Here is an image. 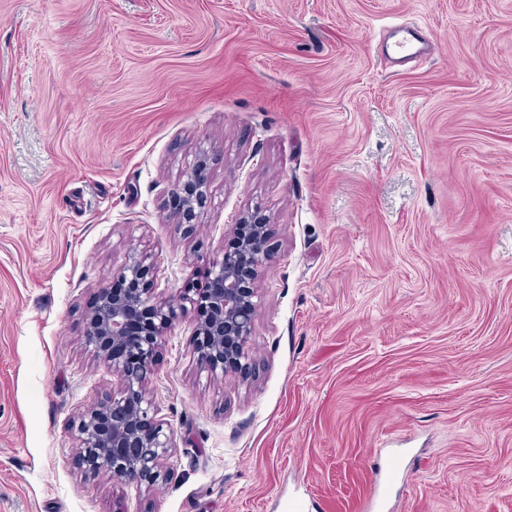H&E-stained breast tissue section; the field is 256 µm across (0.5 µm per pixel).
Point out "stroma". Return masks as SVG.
<instances>
[{
	"label": "stroma",
	"instance_id": "1",
	"mask_svg": "<svg viewBox=\"0 0 512 512\" xmlns=\"http://www.w3.org/2000/svg\"><path fill=\"white\" fill-rule=\"evenodd\" d=\"M430 42L398 66L393 27ZM208 154L199 224L168 219ZM260 211L255 373L192 324L149 391L170 484L86 479L83 344L133 249L202 282ZM512 512V0H0V512Z\"/></svg>",
	"mask_w": 512,
	"mask_h": 512
}]
</instances>
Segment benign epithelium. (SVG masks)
<instances>
[{"mask_svg": "<svg viewBox=\"0 0 512 512\" xmlns=\"http://www.w3.org/2000/svg\"><path fill=\"white\" fill-rule=\"evenodd\" d=\"M207 181L208 157L203 154L172 189L170 217L175 223H200L208 200ZM270 256L264 219L243 214L232 225L221 256L202 266L219 287L189 288L176 300L160 301L153 294L154 265L149 256L133 250L126 254L112 273L126 288H99L85 317L86 349L117 379V390L85 410L76 424L75 464L85 476H108L116 484L146 491L171 478V430L156 419L157 408L148 392L162 338L175 320L189 318L200 371L209 378L248 373L256 281Z\"/></svg>", "mask_w": 512, "mask_h": 512, "instance_id": "7a95c632", "label": "benign epithelium"}]
</instances>
